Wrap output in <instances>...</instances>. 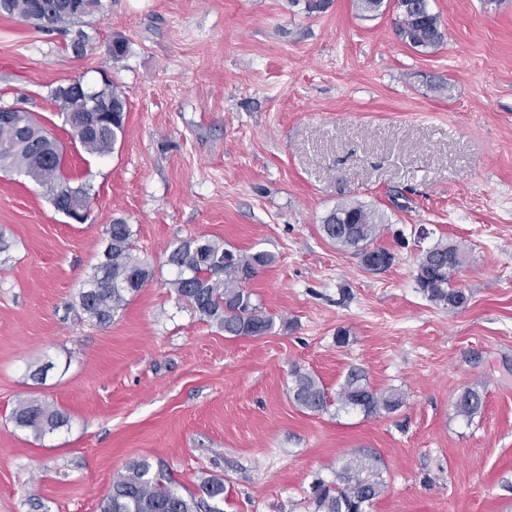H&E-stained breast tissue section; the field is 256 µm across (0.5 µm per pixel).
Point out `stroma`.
<instances>
[{"instance_id":"obj_1","label":"stroma","mask_w":512,"mask_h":512,"mask_svg":"<svg viewBox=\"0 0 512 512\" xmlns=\"http://www.w3.org/2000/svg\"><path fill=\"white\" fill-rule=\"evenodd\" d=\"M306 4L102 0L80 54L0 13V105L24 98L71 183L93 187L77 222L0 171V512H100L142 458L190 490L223 478V512H306L312 481L367 451L388 485L369 512H512V0H430L445 41L428 54L398 36L394 8ZM105 76L127 100L126 136L96 157L50 92ZM351 202L388 217L387 269L323 236ZM116 219L153 275L99 325L79 294ZM198 236L275 255L249 283L271 333L225 337L177 300L166 257ZM441 239L466 254L455 310L415 280ZM296 366L332 393L362 368L405 403L302 411ZM473 386L484 406L468 420L455 402ZM30 398L68 425L39 439L17 428Z\"/></svg>"}]
</instances>
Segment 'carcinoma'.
<instances>
[{
    "label": "carcinoma",
    "instance_id": "cac0c4a2",
    "mask_svg": "<svg viewBox=\"0 0 512 512\" xmlns=\"http://www.w3.org/2000/svg\"><path fill=\"white\" fill-rule=\"evenodd\" d=\"M32 0H0V11L17 17L36 30L63 32L74 29L86 41L83 30L87 10L71 8L72 0H43L44 10L35 15ZM358 11L367 17L384 12L385 0H355ZM398 33L411 48L429 52L439 48L445 38L439 15L429 0H395ZM51 96L58 103L63 122L74 142L86 153L105 156L114 151L125 137L127 101L118 87H112V112L103 116L86 111L75 100L62 99L57 91ZM0 170L23 173L37 183L56 208L72 205L83 209L90 202V187L72 184L64 172V154L58 141L31 112H19L16 128L0 126ZM384 215L361 203L336 206L321 224V232L340 248H356L363 265L373 271V256L380 253L392 259L389 251L374 247ZM106 247L79 295V304L88 318L100 325L112 319L129 304L133 296L152 275L148 263L133 254L132 229L123 220H115L106 229ZM275 257L266 252L241 253L224 247L213 239L199 236L173 246L166 263L176 269L171 286L178 299L215 324L224 335L234 337L263 336L272 331L274 318L256 304L247 288L261 267L271 265ZM464 264V254L453 244L439 242L423 251L417 260L416 283L427 298L456 309L467 302L466 295L451 287L457 270ZM289 393L303 411L319 413L336 404L343 409L358 410L364 416H380L398 410L405 394L396 388L376 390L363 370L353 367L346 374L336 394H331L310 371H291ZM484 405L483 394L475 388L465 389L455 403L458 415L471 419ZM16 427L41 438L65 426L67 414L37 400H25L15 409ZM378 459L363 454L349 459L336 479L317 478L311 486L312 512H366L387 491L380 477ZM224 479L207 477L197 491L182 489L165 465L147 458L131 462L112 480L103 498L100 512H221Z\"/></svg>",
    "mask_w": 512,
    "mask_h": 512
}]
</instances>
